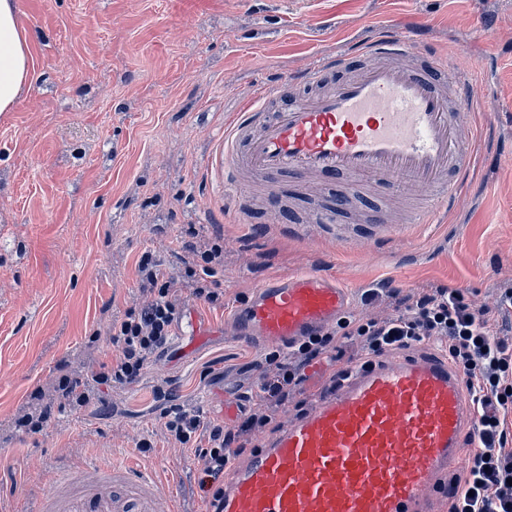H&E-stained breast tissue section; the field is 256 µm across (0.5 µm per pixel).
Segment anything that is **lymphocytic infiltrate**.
Wrapping results in <instances>:
<instances>
[{
  "label": "lymphocytic infiltrate",
  "mask_w": 512,
  "mask_h": 512,
  "mask_svg": "<svg viewBox=\"0 0 512 512\" xmlns=\"http://www.w3.org/2000/svg\"><path fill=\"white\" fill-rule=\"evenodd\" d=\"M191 262L182 279H165L152 255H142L137 271L143 301L112 322L117 352L111 360L95 362L80 374L62 373L54 386L59 404L83 409L98 401L100 386L133 383L153 360L167 350L183 305L182 288L210 306L221 305L222 293L212 286L215 268L224 262L221 236L189 244ZM363 301L386 304L384 318L340 317L334 330L317 332L292 347L269 350L257 365L259 379L241 397L249 404L235 427L202 421L195 410L174 404L163 413L164 434L178 448H194L200 465L198 486L207 505L218 506L223 490L224 463L256 447L255 433L276 431L278 412L297 400L308 380L306 371L325 356L336 368L323 392H332L337 375L346 372L355 348L358 359L370 361L385 354L435 340L466 377L475 416L467 442L473 447L467 469L457 479V498L451 512H512V285L501 288L495 307L465 303L460 289L423 288L401 293L394 288H371Z\"/></svg>",
  "instance_id": "f902f5d3"
}]
</instances>
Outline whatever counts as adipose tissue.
I'll return each mask as SVG.
<instances>
[{
	"label": "adipose tissue",
	"instance_id": "1",
	"mask_svg": "<svg viewBox=\"0 0 512 512\" xmlns=\"http://www.w3.org/2000/svg\"><path fill=\"white\" fill-rule=\"evenodd\" d=\"M33 60L26 32L17 19L16 0H0V113L12 111L33 83Z\"/></svg>",
	"mask_w": 512,
	"mask_h": 512
}]
</instances>
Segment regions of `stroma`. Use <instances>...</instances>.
<instances>
[{
	"label": "stroma",
	"mask_w": 512,
	"mask_h": 512,
	"mask_svg": "<svg viewBox=\"0 0 512 512\" xmlns=\"http://www.w3.org/2000/svg\"><path fill=\"white\" fill-rule=\"evenodd\" d=\"M35 79L0 115V512H33L60 468L93 458L132 460L193 493L192 450L160 437L165 391L203 420L240 423L248 402L225 385L254 375L261 349L229 323L265 278L321 267L352 291L350 312L387 315L362 293L460 288L494 307L512 279V0H16ZM400 22L467 77L484 100L467 121L494 112L485 134L500 161L477 160L463 205L436 224H413L416 203L356 197L343 224L269 229L268 198L250 179L241 223L224 202V122L257 85L309 67ZM288 214L326 201L319 181L280 177ZM382 206L394 228L371 240L364 221ZM224 237L214 277L224 304L186 298L197 336L171 345L135 383L108 388L102 407L53 408L39 432L19 430L43 408L62 370L116 352L113 319L142 297L144 253L168 274L183 270L191 239ZM151 441L144 450L140 441Z\"/></svg>",
	"instance_id": "obj_1"
}]
</instances>
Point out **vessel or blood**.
<instances>
[{
  "mask_svg": "<svg viewBox=\"0 0 512 512\" xmlns=\"http://www.w3.org/2000/svg\"><path fill=\"white\" fill-rule=\"evenodd\" d=\"M411 26L381 30L303 74L258 88L224 124V195L240 171L267 179L319 177L331 201L308 216L338 223L353 189L414 193L418 224L458 209L480 145L463 111L481 89L447 60L419 51ZM310 86L300 98L294 89ZM351 291L322 269L272 278L232 314L243 339L292 345L335 323ZM474 419L460 370L432 354L357 364L254 452L224 467L218 512H438L465 461ZM35 512H180L170 489L132 462L99 459L62 472Z\"/></svg>",
  "mask_w": 512,
  "mask_h": 512,
  "instance_id": "obj_1",
  "label": "vessel or blood"
}]
</instances>
